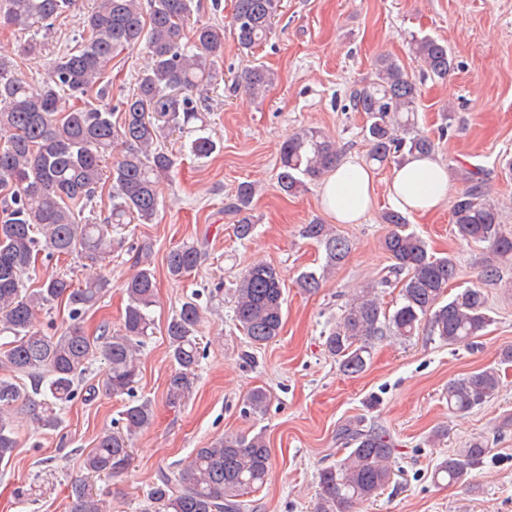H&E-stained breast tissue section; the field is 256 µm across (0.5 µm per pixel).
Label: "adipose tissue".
<instances>
[{
  "instance_id": "ef3b65f1",
  "label": "adipose tissue",
  "mask_w": 512,
  "mask_h": 512,
  "mask_svg": "<svg viewBox=\"0 0 512 512\" xmlns=\"http://www.w3.org/2000/svg\"><path fill=\"white\" fill-rule=\"evenodd\" d=\"M448 190V172L431 155L395 165L387 182L390 204L403 212L430 213L447 199ZM321 197L337 223H358L373 205V177L361 163H341L324 182Z\"/></svg>"
}]
</instances>
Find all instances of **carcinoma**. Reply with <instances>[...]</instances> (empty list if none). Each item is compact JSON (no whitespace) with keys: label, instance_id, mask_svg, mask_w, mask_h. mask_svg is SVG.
Wrapping results in <instances>:
<instances>
[{"label":"carcinoma","instance_id":"cac0c4a2","mask_svg":"<svg viewBox=\"0 0 512 512\" xmlns=\"http://www.w3.org/2000/svg\"><path fill=\"white\" fill-rule=\"evenodd\" d=\"M76 6L77 0H0V27L33 31L23 50L34 54L42 48L36 35ZM281 8L282 0H235L231 27L237 48L251 52L263 44ZM195 10V0H148L146 5L143 0H96L80 44L48 63L47 77L37 89L15 73L0 47V128L11 132L0 146V335L7 336L0 344V461L18 447L13 425L18 403L27 402L39 427L57 429L55 407L77 396L95 353H101L106 363V391L129 395L135 388L139 354L153 325L157 282L149 264L140 262L125 284L127 305L120 330L114 334L104 327L96 336L85 331L83 316L108 291L104 277H88L75 285L63 274L48 275L35 288L26 285L25 277L36 271L43 252L50 259L80 254L93 263L103 262L122 243L112 237V229L131 219L141 224L154 220L159 181L174 164L162 140L203 121L196 95L215 78L214 62L224 50V29L219 26L196 25L186 33ZM139 44L145 45L148 64L138 75L136 92L121 102L120 122H112L113 112L106 107L66 106L102 82L114 52ZM412 52L430 76L444 78L453 66L445 41L416 38ZM274 81V72L259 64L245 71L241 86L257 99ZM417 96L405 67L389 56L376 61L371 82L350 93L352 110L367 115V161L382 166L407 154H433L434 142L415 130ZM216 148L208 136L191 142L197 157H207ZM114 152L118 156L106 179L102 159ZM339 162L335 142L317 129H300L280 148L278 187L286 195L297 194L307 183L334 171ZM481 173L480 168L465 171L470 186L456 196L452 224L457 235L488 244L506 261L512 259V229L503 224L500 207L482 192ZM108 179L110 223L82 221L87 203ZM255 193L254 184L242 183L231 205L238 216L235 231L240 240L254 229L249 211ZM383 222L390 226L383 239L391 260L387 275L359 289L326 338L328 352L351 377L366 369L374 340L386 332L406 339L424 324L443 343L472 345L493 323L483 288L467 287L446 297L458 276L452 257L432 254L426 241L407 229L400 212H386ZM302 235L324 247L327 271L352 249L351 241L327 224H307ZM202 257L201 248L193 243L170 250L169 276L185 277ZM378 287L398 289L393 311L381 306ZM233 295L234 320L251 345L260 347L279 336L286 298L275 267L254 263L236 282ZM59 299L67 301L70 324L59 335L47 336L36 328L38 315ZM202 322L201 307L188 301L167 323L168 354L175 366L167 385L171 404L192 387ZM18 375L27 377L30 386L17 383ZM499 384L495 367L451 380L448 409L468 413L494 398ZM267 406L268 394L262 388L246 398L253 415L264 414ZM153 419L148 400L125 406L117 430L103 432L84 458L86 471L108 477L123 473L132 437ZM336 442L349 453L319 472L315 512H354L394 475L395 448L386 430L349 421L337 429ZM486 454L485 442L474 439L443 457L433 476L450 485L463 484ZM270 466L263 432L226 435L195 449L179 477L160 476L150 485L146 500L153 512H241V497L263 486ZM69 498V512H106L83 481L72 484Z\"/></svg>","mask_w":512,"mask_h":512}]
</instances>
